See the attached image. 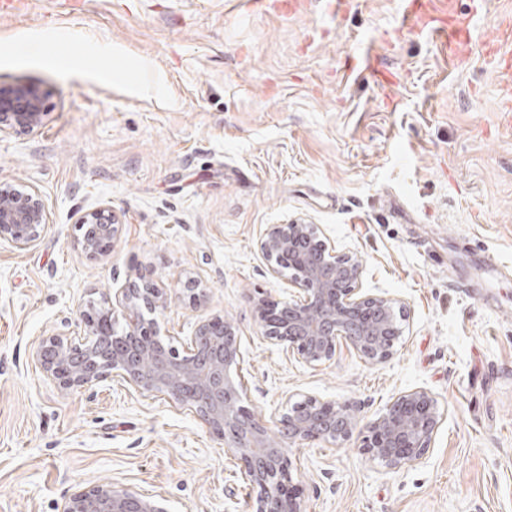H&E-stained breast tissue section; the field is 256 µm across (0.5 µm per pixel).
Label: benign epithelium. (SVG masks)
<instances>
[{
    "label": "benign epithelium",
    "mask_w": 512,
    "mask_h": 512,
    "mask_svg": "<svg viewBox=\"0 0 512 512\" xmlns=\"http://www.w3.org/2000/svg\"><path fill=\"white\" fill-rule=\"evenodd\" d=\"M43 93L28 84L0 86V132L32 130L40 122ZM47 228L43 200L35 190L0 181V241L19 250L37 244ZM77 246L89 255L112 247L118 219L112 210L94 209L78 219ZM274 276L282 265L294 268V294L286 301L259 300L256 315L265 337L296 353L307 365L331 359L343 340L364 361L392 358L405 320L403 301L362 288L358 257L336 250L317 224H271L257 241ZM109 298L89 301L77 311L83 332L55 329L44 334L33 360L60 389L77 391L120 378L136 392L161 397L196 414L240 465L256 490L252 512H302L291 491L287 445L348 439L366 432L363 448L389 468L416 462L431 448L441 422L435 396L424 388L405 391L376 419L361 424L356 408L307 396L276 423L251 412L242 383L239 337L232 323L215 316L199 320L181 348L160 334L157 316L166 308L164 289L130 283ZM62 512H167L141 494L99 484L69 496Z\"/></svg>",
    "instance_id": "7a95c632"
}]
</instances>
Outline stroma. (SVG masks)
Returning <instances> with one entry per match:
<instances>
[{
    "label": "stroma",
    "instance_id": "1",
    "mask_svg": "<svg viewBox=\"0 0 512 512\" xmlns=\"http://www.w3.org/2000/svg\"><path fill=\"white\" fill-rule=\"evenodd\" d=\"M264 3L0 9V85L47 93L37 128L0 133V180L47 213L34 247L0 243V512H61L97 484L168 512H250L235 459L191 411L116 378L65 393L34 364L45 332L141 280L165 289L174 342L201 317L235 324L245 404L268 424L307 396L365 422L398 393L436 396L444 418L420 461L387 468L358 433L289 445L303 512H512V112L485 57L512 0H487L462 63L401 28L399 0ZM346 50L395 81L346 78ZM97 208L120 224L92 257L76 223ZM294 220L356 254L365 291L406 304L390 360L341 343L310 366L266 339L254 304L292 286L257 241Z\"/></svg>",
    "mask_w": 512,
    "mask_h": 512
}]
</instances>
